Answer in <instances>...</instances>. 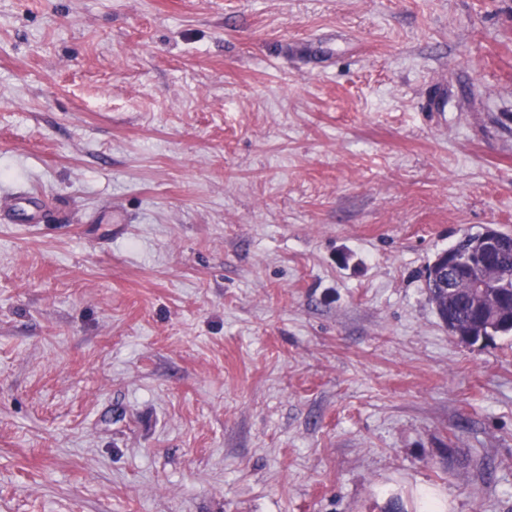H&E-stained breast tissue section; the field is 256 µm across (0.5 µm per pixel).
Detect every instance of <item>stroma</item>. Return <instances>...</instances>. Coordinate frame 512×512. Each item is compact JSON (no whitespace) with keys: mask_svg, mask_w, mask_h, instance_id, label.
Returning a JSON list of instances; mask_svg holds the SVG:
<instances>
[{"mask_svg":"<svg viewBox=\"0 0 512 512\" xmlns=\"http://www.w3.org/2000/svg\"><path fill=\"white\" fill-rule=\"evenodd\" d=\"M512 0H0V512H512ZM501 234L507 238L508 241H511V247H512V240L510 238L511 233H505L499 230H496L495 228H486L482 232H478L475 234L467 233V239L462 241L458 239L454 244H452L448 248L459 249V248H467L470 244L473 242L479 241L482 237L488 234ZM511 247L510 253L506 256L505 261L499 262V263H493L491 265V268L486 269L483 271L481 275L480 281L485 283L486 285L490 286L492 283L497 282L502 274L507 273L509 276L512 275V254H511ZM449 260V261H448ZM448 264L450 266L448 274V286L442 277L447 274ZM473 267V260L469 254L454 253L448 256V250L438 253L434 260L428 264L424 273V285L427 291L428 299L434 306V309L440 320L448 327V314L451 315L457 323V328L461 336H467L474 339V344L480 340L491 338L498 334L512 333V291L509 286H505L511 291V300H506L504 310L500 311L498 318L483 319L479 312H473L462 305L463 299L467 298L464 294H456L448 298V304L445 301V290L454 291L456 281L470 274ZM442 273V277L440 273ZM461 336H453L460 341Z\"/></svg>","mask_w":512,"mask_h":512,"instance_id":"stroma-1","label":"stroma"}]
</instances>
